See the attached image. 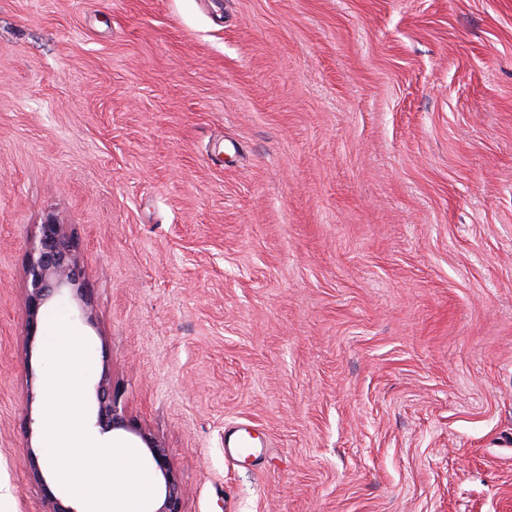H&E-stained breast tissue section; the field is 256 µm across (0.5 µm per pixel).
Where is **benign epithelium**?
<instances>
[{"label":"benign epithelium","instance_id":"obj_1","mask_svg":"<svg viewBox=\"0 0 512 512\" xmlns=\"http://www.w3.org/2000/svg\"><path fill=\"white\" fill-rule=\"evenodd\" d=\"M28 340L35 339L39 311L46 305L69 298L82 303L81 316L88 315L89 290L79 270L73 241L66 228L54 219L40 225L39 235L29 253L26 269ZM93 421L102 433L125 430L138 435L148 448L155 468L164 480V498L156 512H182L183 489L170 466L166 449L150 433L138 427L119 407L117 394L108 376H101L93 393Z\"/></svg>","mask_w":512,"mask_h":512}]
</instances>
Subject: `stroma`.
I'll use <instances>...</instances> for the list:
<instances>
[{
    "mask_svg": "<svg viewBox=\"0 0 512 512\" xmlns=\"http://www.w3.org/2000/svg\"><path fill=\"white\" fill-rule=\"evenodd\" d=\"M60 313L183 512H512V0H0V512ZM26 274L30 287L27 288V342L35 339L40 309L51 303L75 299L82 303L81 316L89 318V290L82 280L74 243L63 224L50 218L40 225L29 253ZM224 453L232 458L254 455L250 440L239 431H229L224 435Z\"/></svg>",
    "mask_w": 512,
    "mask_h": 512,
    "instance_id": "obj_1",
    "label": "stroma"
}]
</instances>
